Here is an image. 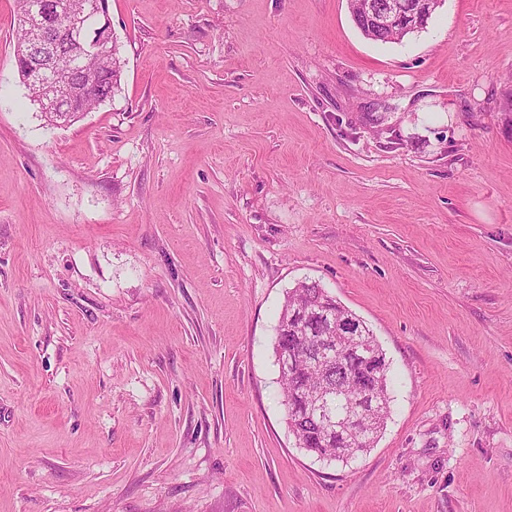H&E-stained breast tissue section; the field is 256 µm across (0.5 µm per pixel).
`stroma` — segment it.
Returning a JSON list of instances; mask_svg holds the SVG:
<instances>
[{"mask_svg": "<svg viewBox=\"0 0 512 512\" xmlns=\"http://www.w3.org/2000/svg\"><path fill=\"white\" fill-rule=\"evenodd\" d=\"M115 97L48 126L0 0V512H512V0L381 44L349 0H109ZM373 330L368 452L297 448L274 349Z\"/></svg>", "mask_w": 512, "mask_h": 512, "instance_id": "35a3bbf8", "label": "stroma"}]
</instances>
